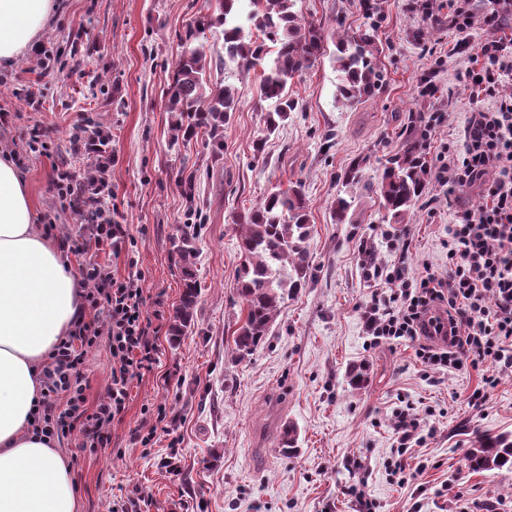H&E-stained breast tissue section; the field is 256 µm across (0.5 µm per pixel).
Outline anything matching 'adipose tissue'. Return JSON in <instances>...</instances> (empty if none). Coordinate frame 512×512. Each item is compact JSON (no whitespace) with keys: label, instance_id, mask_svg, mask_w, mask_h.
Returning <instances> with one entry per match:
<instances>
[{"label":"adipose tissue","instance_id":"adipose-tissue-1","mask_svg":"<svg viewBox=\"0 0 512 512\" xmlns=\"http://www.w3.org/2000/svg\"><path fill=\"white\" fill-rule=\"evenodd\" d=\"M55 0H0V66L35 52ZM17 159L0 152V512H77L72 465L31 422L39 368L86 311L83 285L50 236Z\"/></svg>","mask_w":512,"mask_h":512}]
</instances>
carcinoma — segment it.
Instances as JSON below:
<instances>
[{
    "instance_id": "1",
    "label": "carcinoma",
    "mask_w": 512,
    "mask_h": 512,
    "mask_svg": "<svg viewBox=\"0 0 512 512\" xmlns=\"http://www.w3.org/2000/svg\"><path fill=\"white\" fill-rule=\"evenodd\" d=\"M297 0H215V10L195 22L185 34L182 53L167 91L171 143L189 141L198 132L209 138L214 154L224 149V125L237 110L233 86L209 85L206 75L212 58L204 41L207 30L218 25L224 33V64L260 70V98L268 103L264 134L254 142L256 154L288 121L298 101L293 97L294 79L320 61L325 53L321 25L304 19L295 10ZM374 27L345 32L336 37L332 62L337 72L336 99L354 105L370 98L382 74L375 59ZM423 133L412 130L402 147L384 164L376 192L384 218L404 224L427 185V160ZM90 162L77 195L93 215L103 214L109 195L107 167L99 159ZM309 201L302 183L287 190L269 191L260 201L233 216L241 228L238 239L240 263L236 270V292L244 319L233 336V353L243 359L270 335L275 318L294 290L311 273L307 241L311 234ZM181 260L183 290L169 326L170 341L176 343L195 324L200 296L193 238L183 235L175 243ZM282 452H296V430L281 429ZM468 467L477 472L512 467V433L481 436L467 456Z\"/></svg>"
}]
</instances>
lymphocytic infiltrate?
<instances>
[{
	"instance_id": "f902f5d3",
	"label": "lymphocytic infiltrate",
	"mask_w": 512,
	"mask_h": 512,
	"mask_svg": "<svg viewBox=\"0 0 512 512\" xmlns=\"http://www.w3.org/2000/svg\"><path fill=\"white\" fill-rule=\"evenodd\" d=\"M482 62L470 70V118L461 145L437 154L435 180L448 193L479 188L482 204L456 210L448 227V273L432 266L413 272L408 243L393 230L382 238L397 253L392 268L363 259L367 280L378 282L359 312L370 345L408 343L424 370L448 373L488 365L492 374L469 395L467 403L484 407L500 375L512 373V96L497 97L503 79L512 76V40L494 39L479 49ZM494 106H486V98ZM123 225L101 216L92 238L72 241L70 251L82 260L81 273L91 288L85 295L88 316L49 353L40 371L41 392L32 423L48 439L80 431L86 448L109 447L111 427L122 417L133 372L152 370L158 362L159 327L144 312L140 279L115 276L95 259L110 247L120 253ZM112 354L111 380L105 397L88 406L86 357L99 338ZM396 446L389 474L397 484L417 480L419 469L407 456L430 435L412 407L395 414Z\"/></svg>"
}]
</instances>
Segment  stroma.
<instances>
[{
  "mask_svg": "<svg viewBox=\"0 0 512 512\" xmlns=\"http://www.w3.org/2000/svg\"><path fill=\"white\" fill-rule=\"evenodd\" d=\"M297 0L306 19L321 24L327 55L293 87L297 112L255 155L263 127L256 72L232 79L237 112L224 126V150L213 156L206 135L170 145L166 91L181 40L211 12L208 0H59L33 55L0 67V150L18 158L36 207L35 224L57 242L82 238L81 212L63 204L53 182L59 171L81 176L84 143L96 130L110 135V210L127 232L119 254L98 252L118 278L143 275L148 313L172 318L182 292L174 242L193 235L201 295L192 333L170 345L157 340L158 363L133 376L127 408L113 423L107 448L83 447L79 434L57 443L73 468L78 512H355L343 489L358 485L372 512H512V469L475 473L461 465L479 435L512 432V374L501 375L488 403L467 398L482 373L442 382L427 379L405 345H369L358 311L374 285L359 247L377 263L396 260L380 231L387 228L375 193L382 162L401 146L415 113L440 112L435 146L458 145L470 117L468 72L491 39L484 0H471L473 24L448 25L447 0H431L432 17L405 0ZM376 29L382 82L369 100H336L330 59L337 30ZM446 59L449 70L433 93L417 81ZM40 102L32 110L29 99ZM41 128L45 145L32 143ZM362 161L351 193L352 223L339 224L333 206L345 171ZM194 177L198 210H189L180 181ZM301 181L309 201L311 276L277 315L267 342L248 358L232 353L241 318L235 290L240 229L234 214L268 190ZM454 209L443 188L428 183L407 226L413 271L448 267V226ZM365 367L361 389L348 383ZM413 405L432 410L435 432L413 450L426 468L416 485L390 481L394 413ZM174 423L160 427L159 410ZM297 428V452L284 455L280 428ZM152 433L148 447L132 431ZM463 498L445 493V486ZM420 510H413V503Z\"/></svg>",
  "mask_w": 512,
  "mask_h": 512,
  "instance_id": "35a3bbf8",
  "label": "stroma"
}]
</instances>
